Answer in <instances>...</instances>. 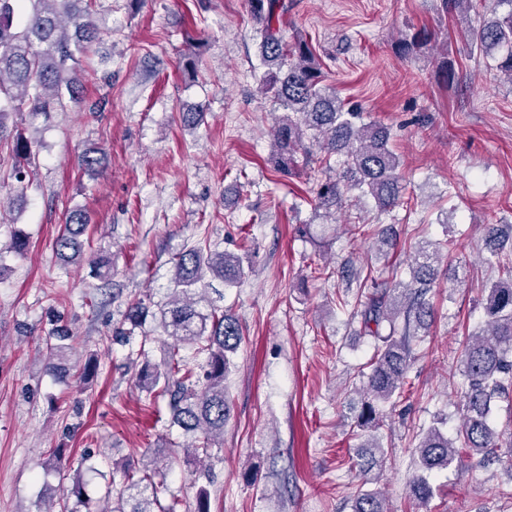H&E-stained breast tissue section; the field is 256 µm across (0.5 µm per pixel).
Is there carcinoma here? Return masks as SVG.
<instances>
[{
  "mask_svg": "<svg viewBox=\"0 0 512 512\" xmlns=\"http://www.w3.org/2000/svg\"><path fill=\"white\" fill-rule=\"evenodd\" d=\"M473 0H443L446 12L467 16ZM250 12L261 37L260 55L267 71L260 90L271 95L284 115L273 133L271 161L274 169L286 174L301 152L305 164L313 161L312 146L323 152L325 168L332 169L330 157L339 155V169L317 183L315 211L336 217L349 207L347 194L353 190L373 199L379 213L400 202L401 158L390 147L389 128L363 120L362 111L348 106L336 87L327 82L316 50L305 39L288 44L277 27L288 12L285 0H248ZM508 10L492 20L466 26L464 36L483 54L499 53L495 69L512 84V0H494ZM423 27L400 40L397 53L406 56L419 51L430 40ZM99 38L92 20V0H0V140L6 134V120L15 112L35 118L64 107V97H74L80 81L79 58ZM10 148V176L23 183L30 173L31 140L21 130L15 132ZM77 165L95 175L108 165L107 155L96 149L83 151ZM89 219L82 207L67 213L65 227L55 241L54 252L64 261L82 257ZM443 244L423 240L414 252L411 279L404 281L393 272L379 282L365 277L353 300L354 315L361 328L375 340V351L366 374L365 396L357 417V427L365 431L377 425L380 406L401 396L411 367V343L421 329H427L434 309L427 299L440 276ZM243 256L218 251L204 244L185 245L173 257V288L167 301L150 310L144 299L128 303L123 314L125 328L117 332L126 342L140 336L138 349L129 353L127 365L136 370L138 386L149 397H169L171 424L190 442L186 457H210L212 449L224 444V425L231 415V400L224 386L232 359L243 339L244 328L229 309H221L206 299L210 280L218 279L234 287L243 278ZM487 322L466 338L461 357L464 391L463 416L457 436L448 437L431 427L418 446L419 467L425 472L446 469L461 463L459 449L490 456L498 451L499 436L492 426V403L512 386V274L488 288ZM152 319L162 335L172 339L163 359H150L149 345L157 340L146 328ZM66 326L56 325L49 333L44 358L51 371L60 369L75 350L69 343ZM193 351L192 358L181 354ZM360 454L353 466L365 483H376L383 475L387 455L380 443ZM171 452L152 473L136 476L126 461L116 463L126 492L112 500L101 512H180L181 500L166 483L165 472L177 462ZM410 495L420 505L427 504L432 488L425 476L410 484ZM89 499L81 474L60 512H82ZM351 512H390L385 498L375 490H359L351 501Z\"/></svg>",
  "mask_w": 512,
  "mask_h": 512,
  "instance_id": "cac0c4a2",
  "label": "carcinoma"
}]
</instances>
